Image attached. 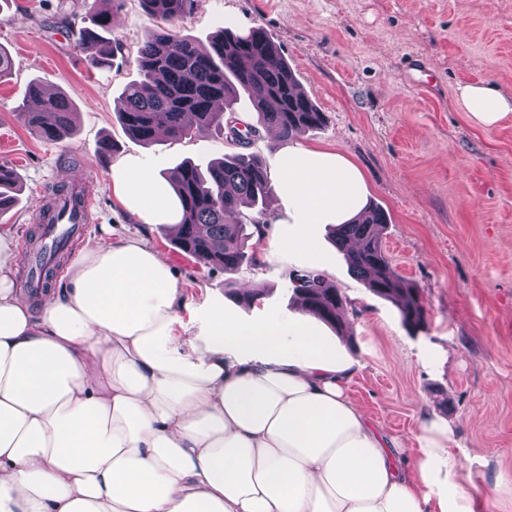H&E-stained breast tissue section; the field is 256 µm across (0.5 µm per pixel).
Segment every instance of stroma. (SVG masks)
I'll use <instances>...</instances> for the list:
<instances>
[{"label":"stroma","mask_w":512,"mask_h":512,"mask_svg":"<svg viewBox=\"0 0 512 512\" xmlns=\"http://www.w3.org/2000/svg\"><path fill=\"white\" fill-rule=\"evenodd\" d=\"M93 0H9L0 9V46L13 56L0 79V164L20 186L0 217L16 252V283L27 277L28 249L45 224L39 214L56 186L78 178L91 191L90 220L55 269L51 288L86 247L136 236L163 253L173 277L193 298L180 310L189 336L199 335L214 307L244 323L291 319L284 259L242 266L235 273L183 253L163 227L147 225L112 193V166L146 159L160 178L183 161L198 164L247 152L276 177L285 144L257 123L248 100L231 113L257 131L240 145L217 127L145 145L130 136L117 110L124 87L139 79L138 48L155 21L141 0H123L111 38L112 63L89 64L73 33ZM263 27L302 91L325 114L297 145L337 152L364 176L367 204L389 218L382 246L396 272L417 288L426 325L407 327L396 305L373 294L334 253L329 279L351 313L345 338L325 324L322 337L357 362L352 397L388 435L413 442L422 415L454 432L452 453L477 484L475 512L486 489L512 472V115L483 126L459 100V89L481 81L512 95V0H193L175 30L209 44L223 28L244 34ZM424 58L425 74L412 71ZM65 94L77 112L69 138L31 133L17 109L31 82ZM114 144L102 155L101 141ZM248 285L266 290L247 307L226 295Z\"/></svg>","instance_id":"1"}]
</instances>
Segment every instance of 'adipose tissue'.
I'll use <instances>...</instances> for the list:
<instances>
[{
    "label": "adipose tissue",
    "mask_w": 512,
    "mask_h": 512,
    "mask_svg": "<svg viewBox=\"0 0 512 512\" xmlns=\"http://www.w3.org/2000/svg\"><path fill=\"white\" fill-rule=\"evenodd\" d=\"M459 97L482 125L512 114L484 82ZM362 183L341 154L285 149L269 255L324 269L311 228L355 216ZM112 192L177 232L181 206L141 158L113 164ZM15 275L0 230V512H474L451 429L423 419L411 448L375 427L304 306L252 325L217 310L180 336L188 300L141 238L87 247L37 310Z\"/></svg>",
    "instance_id": "adipose-tissue-1"
}]
</instances>
